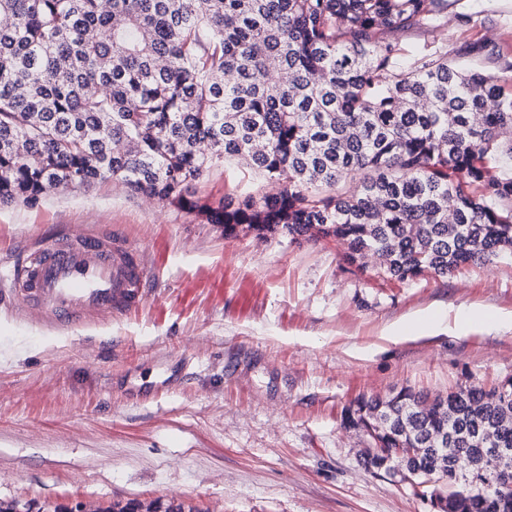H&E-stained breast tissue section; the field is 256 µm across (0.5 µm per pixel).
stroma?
<instances>
[{
  "instance_id": "obj_1",
  "label": "stroma",
  "mask_w": 512,
  "mask_h": 512,
  "mask_svg": "<svg viewBox=\"0 0 512 512\" xmlns=\"http://www.w3.org/2000/svg\"><path fill=\"white\" fill-rule=\"evenodd\" d=\"M471 17L463 23L461 14ZM438 40L488 65L512 44V0H456ZM480 53H473V46ZM227 165L194 187L268 192ZM109 228L141 254L137 306L96 326L37 331L0 294V501L32 512L177 502L202 512H431L386 473L343 411L403 389L447 397L512 379V259L442 279L383 282L333 240L224 235L205 216L105 182L0 205V277L44 234ZM469 308L479 321L462 327ZM402 330L404 339L387 336Z\"/></svg>"
}]
</instances>
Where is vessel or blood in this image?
I'll use <instances>...</instances> for the list:
<instances>
[{"mask_svg":"<svg viewBox=\"0 0 512 512\" xmlns=\"http://www.w3.org/2000/svg\"><path fill=\"white\" fill-rule=\"evenodd\" d=\"M146 277L136 248L109 232L77 228L15 266L9 277L15 304L37 324L69 329L135 305Z\"/></svg>","mask_w":512,"mask_h":512,"instance_id":"vessel-or-blood-1","label":"vessel or blood"}]
</instances>
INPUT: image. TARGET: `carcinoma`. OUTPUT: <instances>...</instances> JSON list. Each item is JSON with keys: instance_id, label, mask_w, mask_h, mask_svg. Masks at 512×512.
<instances>
[{"instance_id": "cac0c4a2", "label": "carcinoma", "mask_w": 512, "mask_h": 512, "mask_svg": "<svg viewBox=\"0 0 512 512\" xmlns=\"http://www.w3.org/2000/svg\"><path fill=\"white\" fill-rule=\"evenodd\" d=\"M0 0V205L112 181L291 240L333 237L399 282L512 256V76L388 35L448 0ZM248 158L272 191L213 207L191 192ZM382 447L494 428L512 380L441 406L362 398ZM453 512H512V486L443 461Z\"/></svg>"}]
</instances>
